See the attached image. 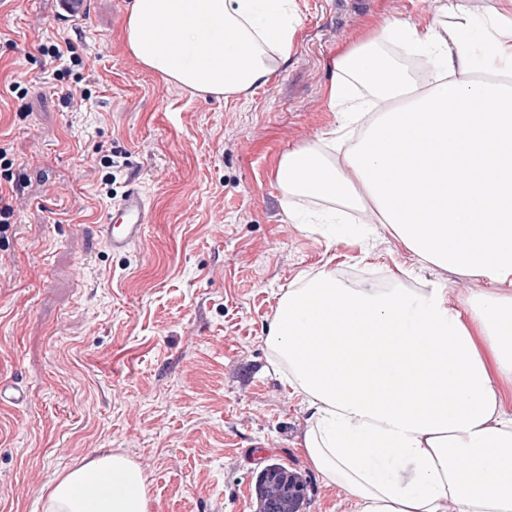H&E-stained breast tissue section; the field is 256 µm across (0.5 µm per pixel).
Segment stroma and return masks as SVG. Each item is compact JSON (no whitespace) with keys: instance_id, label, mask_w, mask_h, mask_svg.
Returning <instances> with one entry per match:
<instances>
[{"instance_id":"obj_1","label":"stroma","mask_w":512,"mask_h":512,"mask_svg":"<svg viewBox=\"0 0 512 512\" xmlns=\"http://www.w3.org/2000/svg\"><path fill=\"white\" fill-rule=\"evenodd\" d=\"M129 0H89L61 20L55 0H0V146L12 161L14 222L0 237V380L25 400L0 407V512H41L49 486L122 452L144 472L151 512H257L271 462L308 480L303 512H349L303 451L308 414L268 343L281 296L325 269L352 284L434 280L457 300L484 278L419 268L369 211L370 247L334 224H296L277 183L282 156L337 127L328 88L338 51L400 19L440 24L435 0H292L299 20L268 84L216 98L165 82L126 45ZM69 40L91 97L68 100ZM20 81L25 98L8 85ZM127 165L107 183L105 164ZM148 221L127 255L97 234L130 185Z\"/></svg>"}]
</instances>
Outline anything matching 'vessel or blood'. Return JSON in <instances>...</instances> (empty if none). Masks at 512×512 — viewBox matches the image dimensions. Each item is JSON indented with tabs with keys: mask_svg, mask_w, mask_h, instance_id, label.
Returning <instances> with one entry per match:
<instances>
[{
	"mask_svg": "<svg viewBox=\"0 0 512 512\" xmlns=\"http://www.w3.org/2000/svg\"><path fill=\"white\" fill-rule=\"evenodd\" d=\"M148 218L145 195L138 188L127 190L110 206L98 232L108 251L126 253L142 236Z\"/></svg>",
	"mask_w": 512,
	"mask_h": 512,
	"instance_id": "b4317fda",
	"label": "vessel or blood"
}]
</instances>
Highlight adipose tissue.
Segmentation results:
<instances>
[{
	"instance_id": "obj_1",
	"label": "adipose tissue",
	"mask_w": 512,
	"mask_h": 512,
	"mask_svg": "<svg viewBox=\"0 0 512 512\" xmlns=\"http://www.w3.org/2000/svg\"><path fill=\"white\" fill-rule=\"evenodd\" d=\"M442 22H389L334 60L330 103L346 169L303 147L280 160L286 201L368 210L426 265L484 278L458 302L434 281L354 288L324 270L283 295L270 332L310 413L304 452L352 512H512V0ZM298 19L290 0H132L126 43L146 69L223 97L269 82ZM401 43L432 80L385 53ZM382 111L361 123L349 81ZM42 512H149L147 479L107 453L67 471Z\"/></svg>"
}]
</instances>
